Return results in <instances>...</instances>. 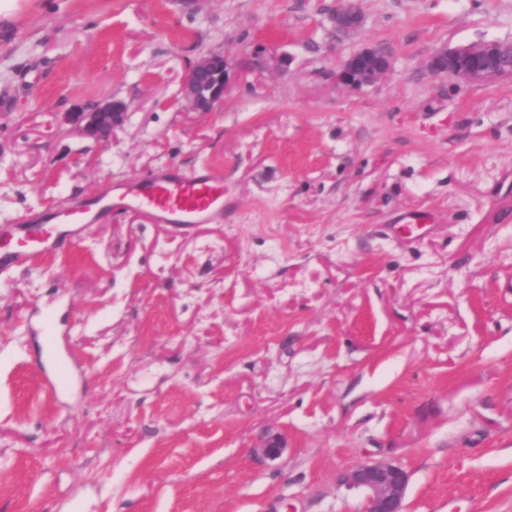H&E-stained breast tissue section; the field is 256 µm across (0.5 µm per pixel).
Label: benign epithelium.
<instances>
[{
	"instance_id": "1",
	"label": "benign epithelium",
	"mask_w": 512,
	"mask_h": 512,
	"mask_svg": "<svg viewBox=\"0 0 512 512\" xmlns=\"http://www.w3.org/2000/svg\"><path fill=\"white\" fill-rule=\"evenodd\" d=\"M332 33L343 40L361 32L365 24L363 0H339L328 17ZM512 58V41H479L446 46L434 50L426 68L442 79L469 83L512 80V66L503 59ZM392 66L376 44H366L344 59L336 69V83L361 88L375 84ZM227 62L222 54H206L196 60L184 79L180 94L189 112H212L224 103L227 90ZM128 106L105 100L91 111L76 115L80 134L107 141L122 127ZM344 480L364 492L362 512H403L408 474L401 467L387 463H361L348 470Z\"/></svg>"
}]
</instances>
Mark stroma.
<instances>
[{"label":"stroma","instance_id":"35a3bbf8","mask_svg":"<svg viewBox=\"0 0 512 512\" xmlns=\"http://www.w3.org/2000/svg\"><path fill=\"white\" fill-rule=\"evenodd\" d=\"M18 0L0 13V234L169 165L224 176V221L140 212L0 271V512H512V81L440 80L512 40V0ZM389 47L375 85L340 62ZM228 62L213 112L180 83ZM115 98L112 141L69 114ZM432 212L416 239L396 215ZM278 435L281 456L259 446ZM332 33L336 40H343L361 32L365 24L363 1H337L328 17ZM512 58V41H479L434 50L427 58L426 68L442 79H457L469 83H486L500 79L512 80V66L502 61ZM392 66L378 44H365L344 59L336 69L338 85L361 88L375 84ZM344 480L364 492L362 512H403L408 474L387 463H361L348 470Z\"/></svg>","mask_w":512,"mask_h":512}]
</instances>
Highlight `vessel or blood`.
I'll use <instances>...</instances> for the list:
<instances>
[{
	"mask_svg": "<svg viewBox=\"0 0 512 512\" xmlns=\"http://www.w3.org/2000/svg\"><path fill=\"white\" fill-rule=\"evenodd\" d=\"M119 210L146 212L153 223L183 232L220 223L224 220V182L205 170L187 174L168 166L128 180L112 196L89 195L69 213L49 211L17 223V245L0 250V270L24 267L40 255L61 252L78 236L81 225Z\"/></svg>",
	"mask_w": 512,
	"mask_h": 512,
	"instance_id": "obj_1",
	"label": "vessel or blood"
}]
</instances>
